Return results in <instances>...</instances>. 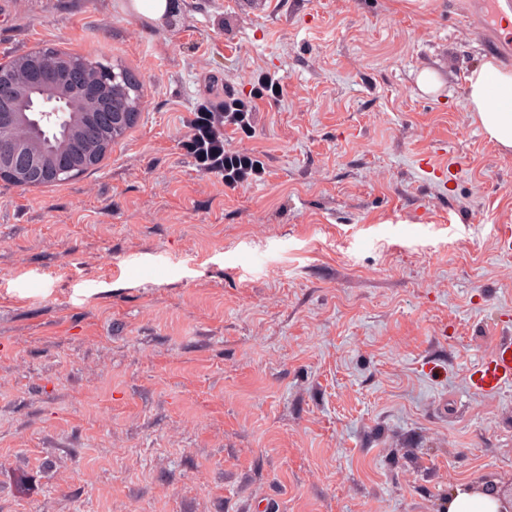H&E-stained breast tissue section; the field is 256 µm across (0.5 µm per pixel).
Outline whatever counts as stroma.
Returning <instances> with one entry per match:
<instances>
[{
  "instance_id": "stroma-1",
  "label": "stroma",
  "mask_w": 512,
  "mask_h": 512,
  "mask_svg": "<svg viewBox=\"0 0 512 512\" xmlns=\"http://www.w3.org/2000/svg\"><path fill=\"white\" fill-rule=\"evenodd\" d=\"M472 0H0V63L118 61L136 125L98 170L0 181V512H443L512 486V153L466 110ZM425 68L439 94L422 93ZM252 97L225 184L190 153ZM430 158L438 176L421 171ZM176 0H130L131 10L153 23L172 20L178 11ZM253 112L244 98L230 92H225L224 100L204 104L195 112L191 154L200 170L219 172L224 182L232 184L259 169L258 160L224 146V124L247 129L252 126ZM468 383L471 390L488 396L512 384V337L499 340L491 353L471 370ZM494 494L500 499L503 509H500L499 501L485 489L482 490L474 484L461 483L448 494L444 510L445 512H498L500 509L499 512H511L512 487L508 499L498 491Z\"/></svg>"
}]
</instances>
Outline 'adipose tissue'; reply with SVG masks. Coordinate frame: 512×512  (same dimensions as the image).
I'll use <instances>...</instances> for the list:
<instances>
[{"label":"adipose tissue","instance_id":"obj_1","mask_svg":"<svg viewBox=\"0 0 512 512\" xmlns=\"http://www.w3.org/2000/svg\"><path fill=\"white\" fill-rule=\"evenodd\" d=\"M466 110L484 137L512 152V69L491 58L482 59L465 77ZM499 501L470 483L456 485L444 506L445 512H498Z\"/></svg>","mask_w":512,"mask_h":512}]
</instances>
